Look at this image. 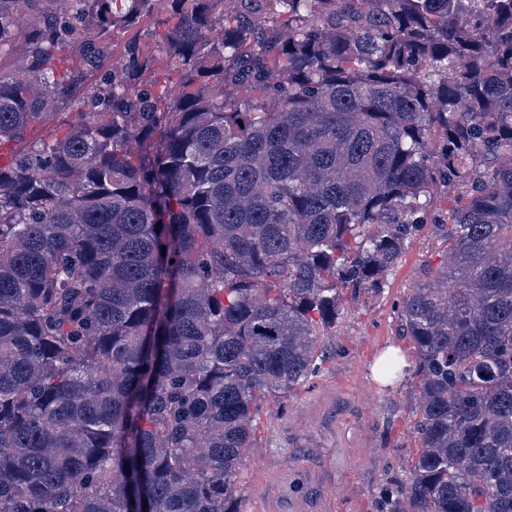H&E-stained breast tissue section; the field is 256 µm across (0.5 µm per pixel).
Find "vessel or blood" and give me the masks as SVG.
Returning <instances> with one entry per match:
<instances>
[{"label": "vessel or blood", "instance_id": "vessel-or-blood-1", "mask_svg": "<svg viewBox=\"0 0 512 512\" xmlns=\"http://www.w3.org/2000/svg\"><path fill=\"white\" fill-rule=\"evenodd\" d=\"M283 478V471L260 470L262 494L256 503V512H331L329 481L323 473L309 470L301 480L300 490L290 495L277 491Z\"/></svg>", "mask_w": 512, "mask_h": 512}]
</instances>
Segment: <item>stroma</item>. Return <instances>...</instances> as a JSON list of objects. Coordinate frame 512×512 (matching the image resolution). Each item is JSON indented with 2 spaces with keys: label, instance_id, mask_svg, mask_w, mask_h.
<instances>
[{
  "label": "stroma",
  "instance_id": "35a3bbf8",
  "mask_svg": "<svg viewBox=\"0 0 512 512\" xmlns=\"http://www.w3.org/2000/svg\"><path fill=\"white\" fill-rule=\"evenodd\" d=\"M133 37L153 56L155 79L175 85L179 77L169 70L150 23L118 34L114 54ZM73 119L60 113L30 124L23 141L0 146V159L11 161L33 143L64 136ZM446 247L443 227L426 225L388 272L378 296L345 304L332 335L321 343L317 373L292 392L266 398L257 423L259 446L241 475L244 512H254L260 494L255 476L266 465L322 469L335 512H378L381 487L406 478L418 448L412 380L404 374L386 380L379 366L390 354L412 364L414 349L396 305L440 265Z\"/></svg>",
  "mask_w": 512,
  "mask_h": 512
}]
</instances>
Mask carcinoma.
<instances>
[{
	"mask_svg": "<svg viewBox=\"0 0 512 512\" xmlns=\"http://www.w3.org/2000/svg\"><path fill=\"white\" fill-rule=\"evenodd\" d=\"M35 2L0 0V145L78 122L0 165V512H242L261 402L441 188L413 369L382 363L420 447L380 505L512 512V0ZM144 18L175 91L136 39L106 67ZM134 36L139 39L142 45L149 48L150 54L154 58V78L159 81L160 85L174 86L178 82L179 76L169 70L167 58L159 44L160 36L148 21H144L138 27L128 29L126 32L117 35L113 47V63L119 62L124 43ZM73 119L74 115L71 113H59L46 120L30 124L26 130L24 139L21 142H12L0 146V164L7 165L13 158L14 154H18L25 150L33 143L64 136L69 131L70 126L73 123Z\"/></svg>",
	"mask_w": 512,
	"mask_h": 512,
	"instance_id": "1",
	"label": "carcinoma"
}]
</instances>
